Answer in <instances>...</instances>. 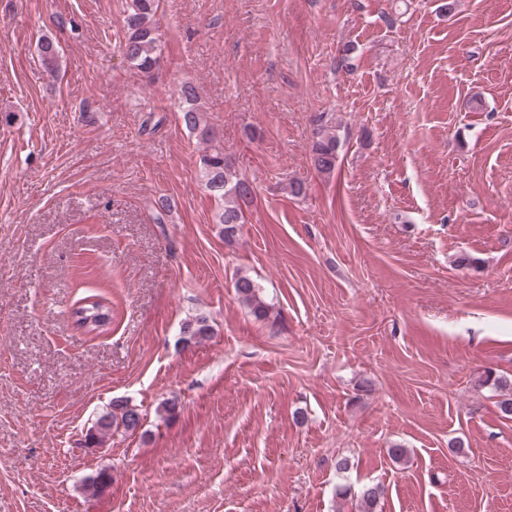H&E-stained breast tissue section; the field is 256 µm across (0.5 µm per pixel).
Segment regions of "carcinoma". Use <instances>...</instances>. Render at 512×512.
Returning <instances> with one entry per match:
<instances>
[{
    "label": "carcinoma",
    "instance_id": "1",
    "mask_svg": "<svg viewBox=\"0 0 512 512\" xmlns=\"http://www.w3.org/2000/svg\"><path fill=\"white\" fill-rule=\"evenodd\" d=\"M160 0H126L124 10L122 49L130 65L142 74H150L158 65L162 54V43L156 27V14ZM38 54L44 68L51 74L60 66L59 50L49 38L38 43ZM185 106L181 112L184 127L198 136L207 148L200 159L201 177L206 188L223 202V211L219 215V223L224 225V238L235 237L243 223L241 204L247 202L253 194L249 182L239 178L231 171L224 155V146L217 140V134L204 121L201 110L197 107V95L190 84L180 89ZM339 141L332 129L325 127L318 133L312 146L311 163L317 173L331 175L336 169ZM234 288L241 301L250 309L251 314L259 321H269L273 317V306L262 299L259 286L246 275L239 274L235 278ZM77 322L84 323L93 317L101 327H106L112 320V309L104 299L98 298L74 309ZM180 333L186 340L202 341L212 335V327L204 315H198L185 321ZM493 385L503 392L498 401V408L506 418H512V380L505 377L493 378ZM141 423L140 413L129 404L116 400L112 402V411L101 415L90 434L88 441L102 444L112 435V428H122L127 432H135ZM382 489L377 484L363 485L357 494L358 512H376Z\"/></svg>",
    "mask_w": 512,
    "mask_h": 512
}]
</instances>
